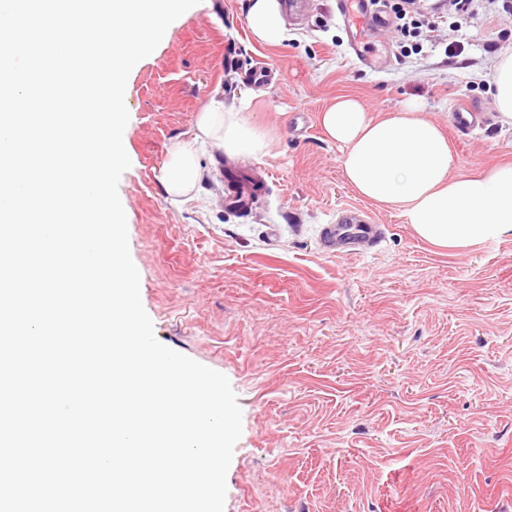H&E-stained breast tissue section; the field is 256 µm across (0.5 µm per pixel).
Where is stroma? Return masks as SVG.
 Masks as SVG:
<instances>
[{
	"instance_id": "stroma-1",
	"label": "stroma",
	"mask_w": 512,
	"mask_h": 512,
	"mask_svg": "<svg viewBox=\"0 0 512 512\" xmlns=\"http://www.w3.org/2000/svg\"><path fill=\"white\" fill-rule=\"evenodd\" d=\"M247 2L200 0L132 69L118 186L156 338L224 374L242 410L225 512H512V236L437 252L347 184L319 124L342 94L378 118L415 103L447 133L456 174L512 162L489 83L512 19L454 17L418 53L367 38L370 69L336 0H310L274 47L252 40ZM218 91L249 98L269 149L201 152V191L173 205L163 165ZM462 103L487 125L457 133ZM229 164L268 174L243 213L224 205ZM349 206L382 224L380 241L324 253L323 225Z\"/></svg>"
}]
</instances>
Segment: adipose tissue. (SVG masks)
I'll use <instances>...</instances> for the list:
<instances>
[{
	"label": "adipose tissue",
	"instance_id": "ef3b65f1",
	"mask_svg": "<svg viewBox=\"0 0 512 512\" xmlns=\"http://www.w3.org/2000/svg\"><path fill=\"white\" fill-rule=\"evenodd\" d=\"M246 25L264 45L277 46L286 38L278 0H250ZM492 84L497 119L512 127V46L498 50ZM319 122L325 137L342 146L341 165L357 194L400 208L415 234L431 246L467 249L512 235V163L453 175L454 156L441 125L414 111L378 119L353 96L336 98ZM201 145L243 157L269 147L260 125L213 97L197 115L191 142L173 148L164 164L162 181L171 197L197 190Z\"/></svg>",
	"mask_w": 512,
	"mask_h": 512
}]
</instances>
